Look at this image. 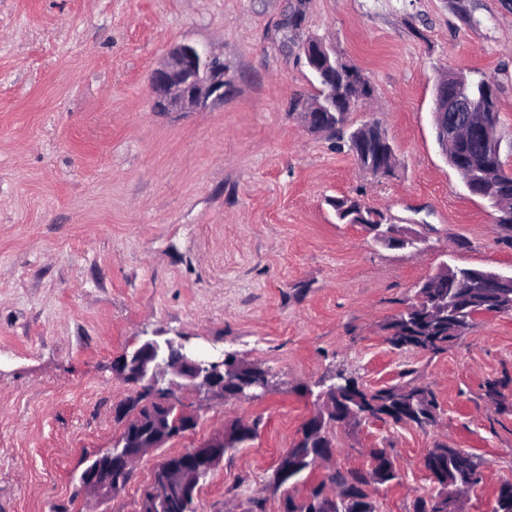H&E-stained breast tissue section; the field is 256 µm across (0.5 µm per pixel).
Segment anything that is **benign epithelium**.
<instances>
[{
	"label": "benign epithelium",
	"mask_w": 512,
	"mask_h": 512,
	"mask_svg": "<svg viewBox=\"0 0 512 512\" xmlns=\"http://www.w3.org/2000/svg\"><path fill=\"white\" fill-rule=\"evenodd\" d=\"M299 50L309 67L325 83L326 98L331 107H336L338 102L343 105L344 112L340 113L343 118H348L350 112L372 96L370 82L354 67L345 66L343 81H336L337 58L333 43L307 36L299 44ZM225 85L223 60L194 44L180 43L170 50L163 65L150 75L151 109L154 112L201 110L224 101ZM324 108L323 104H315L310 98L299 96L294 100L293 112L304 127L324 133L326 129L320 114ZM490 111L492 104L488 100L465 94L458 77L445 74L439 78L435 89L434 116L444 112H464L467 118L457 125L441 121L435 123L438 146L457 168L463 165V161L456 154L448 155V146L476 134L485 138L489 147L486 161L478 168L470 167V177L465 186L469 188L473 181H478L484 192L492 196L502 224L510 225L512 191L508 180L512 179V174L497 163L500 143L492 139L489 132L487 113ZM394 167L395 154L386 146L376 159L361 165L379 178L389 176ZM363 228L374 241L392 247L408 248L424 242V238L404 225L385 223V218L379 214L375 216V223L365 224ZM445 274L451 281H462L465 287L472 289V293L488 297L482 304V315L512 313V274L478 270L458 277L444 265L440 275ZM427 287L429 284L426 282L420 285L422 291L413 303L414 310L429 319L448 316V302L423 292ZM114 371L130 385L129 396L114 408L115 418L124 422V435L112 444V448L90 456L78 476V491L101 500L110 499L122 490L121 485L113 480L115 473L132 479L133 466L143 455L195 432L200 416L180 404L178 390L192 388L222 400L227 395L224 388L231 385L234 387L232 396L239 400L257 398L272 387L267 371L239 363L232 353L226 352L217 360L205 359L186 350L183 343L170 339L162 342L148 339L122 353ZM336 392L337 384L334 383L318 399L313 415L318 436L324 435L335 424L347 427L357 420L372 418L368 410L337 406ZM225 438L227 430L222 429L178 456L162 461L141 494L138 512H157L174 492L180 496L196 497L198 476L213 470L224 459ZM445 487L453 512H465L466 501L460 495L464 488L462 478L457 475L448 477Z\"/></svg>",
	"instance_id": "obj_1"
}]
</instances>
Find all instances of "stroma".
Listing matches in <instances>:
<instances>
[{"label":"stroma","mask_w":512,"mask_h":512,"mask_svg":"<svg viewBox=\"0 0 512 512\" xmlns=\"http://www.w3.org/2000/svg\"><path fill=\"white\" fill-rule=\"evenodd\" d=\"M286 0H0V512H136L166 457L235 421L257 437L225 455L196 512H281V454L337 373L375 390L431 387L435 424L369 419L330 433L331 461L368 469L386 449L398 483L379 512H413L439 444L479 459L469 512L512 483V315L483 319L448 350H395L385 323L441 264L512 272L495 211L472 196L435 135L439 74L492 79L501 158L512 171V0H309L305 32L331 40L373 96L349 128L377 122L397 155L374 178L348 149L305 129L315 92L278 23ZM224 61L223 102L154 112L152 71L179 43ZM356 197L425 238L422 253L337 220ZM267 370L265 396L222 402L190 389L194 433L138 460L112 499L86 502V454L122 431L127 384L113 360L147 338ZM325 107L323 104H314L309 97L299 96L294 100L292 111L300 123L307 129L314 132L327 133L321 119L322 114L316 111L325 109Z\"/></svg>","instance_id":"obj_1"}]
</instances>
